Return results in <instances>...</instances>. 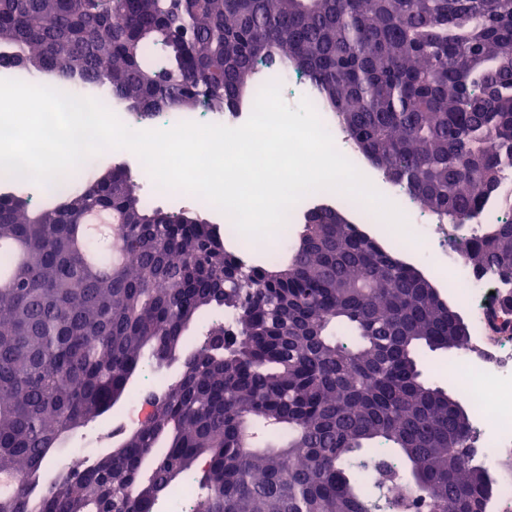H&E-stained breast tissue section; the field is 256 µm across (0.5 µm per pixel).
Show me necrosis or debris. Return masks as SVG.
<instances>
[{"instance_id":"1","label":"necrosis or debris","mask_w":512,"mask_h":512,"mask_svg":"<svg viewBox=\"0 0 512 512\" xmlns=\"http://www.w3.org/2000/svg\"><path fill=\"white\" fill-rule=\"evenodd\" d=\"M499 217L498 209H487L476 223L460 225L454 237L431 224H418L406 245L436 274L451 278L466 292L462 307L470 317L472 335L453 372L478 408L476 450L494 466L512 459V336L489 335L488 309L495 296L512 288L494 276L475 274L462 258L461 243L473 237L480 225L495 223Z\"/></svg>"}]
</instances>
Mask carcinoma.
<instances>
[{
    "label": "carcinoma",
    "mask_w": 512,
    "mask_h": 512,
    "mask_svg": "<svg viewBox=\"0 0 512 512\" xmlns=\"http://www.w3.org/2000/svg\"><path fill=\"white\" fill-rule=\"evenodd\" d=\"M260 64L303 72L422 208L512 212V0H0V68L105 89L144 120L238 112ZM45 197L0 194V475L15 477L0 512H155L185 480L196 512H484L473 421L426 366L464 349L462 314L341 210L311 207L289 256L246 264L121 164L86 162ZM94 212L112 214L121 262L79 235ZM461 251L512 285V216ZM147 351L179 365L152 420L46 478L62 438L146 377Z\"/></svg>",
    "instance_id": "obj_1"
}]
</instances>
